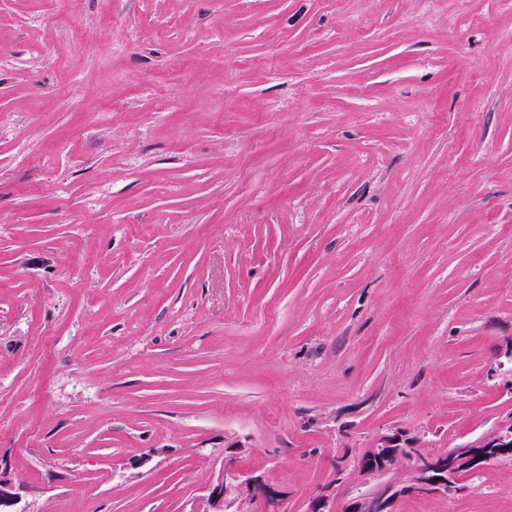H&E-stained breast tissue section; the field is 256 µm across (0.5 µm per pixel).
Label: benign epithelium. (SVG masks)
I'll return each instance as SVG.
<instances>
[{
    "instance_id": "obj_1",
    "label": "benign epithelium",
    "mask_w": 512,
    "mask_h": 512,
    "mask_svg": "<svg viewBox=\"0 0 512 512\" xmlns=\"http://www.w3.org/2000/svg\"><path fill=\"white\" fill-rule=\"evenodd\" d=\"M468 452L457 448L441 455H428L417 446L403 442L399 433L384 434L362 452L361 472L370 478H383L399 461L406 462L401 477L382 483L375 491L347 504L344 512H391L393 500L400 494L419 493L446 496L457 490L463 473H473L496 458L512 454V424L501 425L491 434L466 444ZM257 497L271 503L278 491L263 476L245 471L232 462L224 464V475L208 490L207 512H241L244 500ZM15 483L0 473V512H21Z\"/></svg>"
}]
</instances>
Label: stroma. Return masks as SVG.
Listing matches in <instances>:
<instances>
[{
	"mask_svg": "<svg viewBox=\"0 0 512 512\" xmlns=\"http://www.w3.org/2000/svg\"><path fill=\"white\" fill-rule=\"evenodd\" d=\"M512 0H0V465L26 512H326L512 422ZM394 512H512V459ZM260 496L263 500L275 503L278 491L266 483L263 476L245 471L233 462L224 464V475L208 490L207 512H240L244 500Z\"/></svg>",
	"mask_w": 512,
	"mask_h": 512,
	"instance_id": "obj_1",
	"label": "stroma"
}]
</instances>
